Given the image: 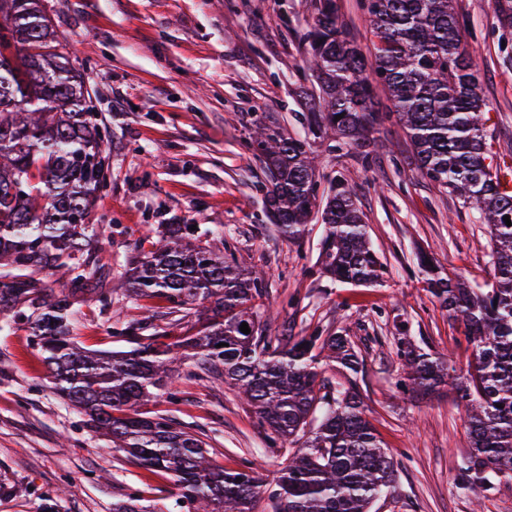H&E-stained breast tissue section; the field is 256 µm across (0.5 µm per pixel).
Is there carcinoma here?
<instances>
[{
  "instance_id": "1",
  "label": "carcinoma",
  "mask_w": 512,
  "mask_h": 512,
  "mask_svg": "<svg viewBox=\"0 0 512 512\" xmlns=\"http://www.w3.org/2000/svg\"><path fill=\"white\" fill-rule=\"evenodd\" d=\"M375 38L367 56L339 22L336 0H315L304 33L306 64L319 82L304 97L299 120L315 138L370 144L378 120L374 98L392 102L420 174L474 206L489 228L494 281L473 288L459 277L420 268L428 291L464 322L473 359L464 374L447 362L400 348L403 385L423 395L446 387L464 402L469 453L459 480L472 491L512 477V193L501 191L494 156L481 124L484 100L476 64L463 49L464 21L455 0H363ZM11 23L12 47L0 48V314L18 306L51 369L54 390L87 417L92 431L153 470L171 474L188 512H256L261 480L252 471L215 468L204 442L165 414L137 407L164 388L173 347L191 352L238 389L261 423L296 449L270 495L274 512H371L394 488L396 468L364 415L353 382L332 388L320 363L356 370L344 336L284 340L266 334L255 301L265 273L224 261L200 244L186 224H164L160 239L131 268L127 292L196 311V332L148 342L110 355L86 351L71 336L74 305L90 292L99 268L90 254V216L103 187L106 135L91 117L84 74L53 28L44 0H0ZM341 116L335 120V116ZM251 143L266 177L263 207L290 239L320 214L327 225L321 270L346 283L373 284L383 266L369 246L363 215L342 180L326 196L307 138L257 115ZM19 179L26 193L10 192ZM67 288L58 295L38 275ZM247 323L250 333L240 331ZM319 420L311 429L310 422ZM112 512H163L130 497Z\"/></svg>"
}]
</instances>
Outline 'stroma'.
Masks as SVG:
<instances>
[{"label": "stroma", "instance_id": "obj_1", "mask_svg": "<svg viewBox=\"0 0 512 512\" xmlns=\"http://www.w3.org/2000/svg\"><path fill=\"white\" fill-rule=\"evenodd\" d=\"M52 24L107 131L106 182L91 221L100 227L92 257L96 287L112 294L75 305L73 334L93 351H127L124 323L143 318L171 337L194 318L161 298L128 296L129 264L150 249L164 224L224 232V255L267 273L271 336L313 330L347 337L357 375L335 362L323 375L338 386L355 379L365 416L397 462L394 490L372 512H512V479L471 492L458 477L469 452L462 404L404 388L400 339L451 356L457 371L472 359L461 321L427 290L417 266L426 253L442 272L471 286L494 267L486 225L456 195L405 163L410 147L396 120L379 126L368 162L355 148L312 143L322 189L343 176L364 215L384 268L373 285L341 283L320 270L325 226L307 224L298 240L279 233L262 205L265 176L250 144L255 114L273 113L291 135L302 93L316 78L304 63L301 35L313 21L312 0H45ZM463 42L475 61L494 161L512 166V28L501 29L496 0H456ZM0 331V512H112L131 496L178 512L168 474L131 461L87 427L52 388L38 339L20 315ZM173 378L149 413L168 415L206 444L213 464L251 463L266 490L287 465L289 446L270 444L236 389L196 360L177 357Z\"/></svg>", "mask_w": 512, "mask_h": 512}]
</instances>
